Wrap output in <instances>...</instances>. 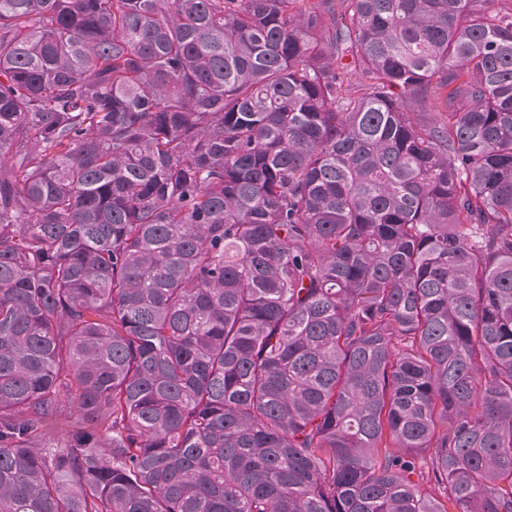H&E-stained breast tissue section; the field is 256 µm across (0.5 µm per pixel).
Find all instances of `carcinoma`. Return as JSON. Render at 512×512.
I'll list each match as a JSON object with an SVG mask.
<instances>
[{
	"instance_id": "cac0c4a2",
	"label": "carcinoma",
	"mask_w": 512,
	"mask_h": 512,
	"mask_svg": "<svg viewBox=\"0 0 512 512\" xmlns=\"http://www.w3.org/2000/svg\"><path fill=\"white\" fill-rule=\"evenodd\" d=\"M0 512H512V0H0Z\"/></svg>"
}]
</instances>
